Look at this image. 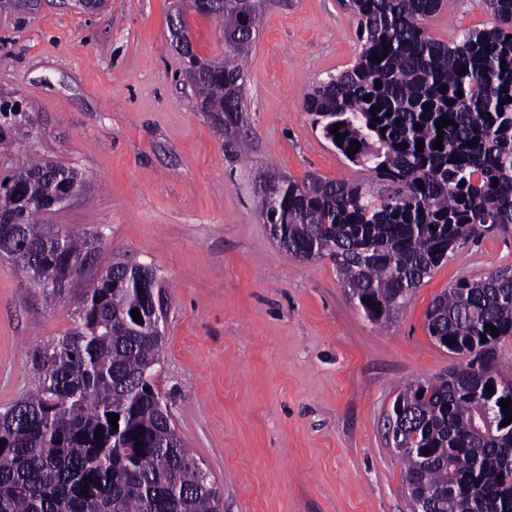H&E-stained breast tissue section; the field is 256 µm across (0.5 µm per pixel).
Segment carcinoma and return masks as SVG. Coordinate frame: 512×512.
<instances>
[{
    "label": "carcinoma",
    "instance_id": "carcinoma-1",
    "mask_svg": "<svg viewBox=\"0 0 512 512\" xmlns=\"http://www.w3.org/2000/svg\"><path fill=\"white\" fill-rule=\"evenodd\" d=\"M487 3L495 22L446 44L425 23L453 0H348L360 27L358 58L317 84L305 108L332 141L330 127L340 124L336 149L380 188L314 174L298 183L269 169L260 177V211L279 247L302 260L330 258L377 321L390 320L449 252L512 227V0ZM198 14L215 21L224 41L243 39L224 59H204L183 10L169 24L198 110L228 134L243 122L245 60L259 12L255 0H209ZM442 117L454 124L440 135ZM25 121L21 101L0 97V140ZM353 140L360 148L349 155ZM87 187L78 169L34 154L0 176V220L15 226L0 234V257L12 271L50 303L67 292V272H100L80 298L75 326L39 354L37 390L0 413V512H218L216 489L198 476L160 392L143 378L163 345L132 317L150 309L147 275L105 262L96 235L41 222ZM426 322L435 341L451 337L444 348L473 359L433 385H407L395 399L390 427L409 444L400 457L412 505L512 512V423L502 425L500 406L512 393L485 395L491 380L512 384L498 359L512 337V267L457 280L433 299Z\"/></svg>",
    "mask_w": 512,
    "mask_h": 512
}]
</instances>
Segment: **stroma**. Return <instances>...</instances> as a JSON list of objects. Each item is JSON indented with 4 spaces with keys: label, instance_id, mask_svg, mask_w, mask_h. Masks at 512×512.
Instances as JSON below:
<instances>
[{
    "label": "stroma",
    "instance_id": "stroma-1",
    "mask_svg": "<svg viewBox=\"0 0 512 512\" xmlns=\"http://www.w3.org/2000/svg\"><path fill=\"white\" fill-rule=\"evenodd\" d=\"M172 10L106 0L86 14L43 0L0 15V95L27 113L0 142V170L27 151L83 171L86 194L45 223L101 233L110 260L156 268L165 341L153 381L220 512H412L393 403L405 384L466 365L429 336L426 311L456 280L512 265V228L460 246L391 322L370 320L330 259L278 246L256 190L268 168L298 182L362 176L305 109L361 48L346 0H261L245 119L230 135L195 106ZM184 20L199 56L223 57L212 19ZM493 21L486 0H457L426 29L448 43ZM94 280L49 306L0 261V411L37 388L34 353L72 327Z\"/></svg>",
    "mask_w": 512,
    "mask_h": 512
}]
</instances>
